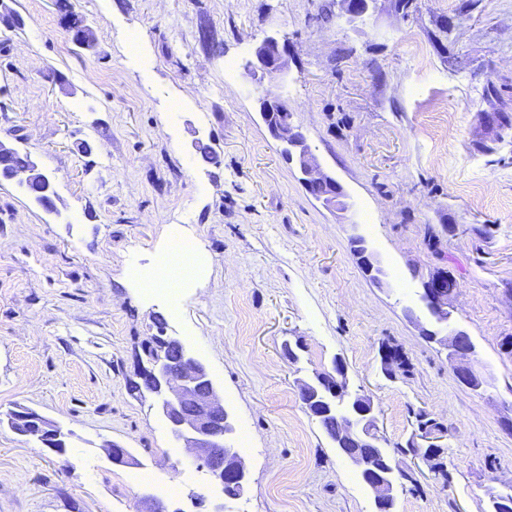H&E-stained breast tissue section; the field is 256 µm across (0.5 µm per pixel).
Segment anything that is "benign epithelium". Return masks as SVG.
I'll return each instance as SVG.
<instances>
[{
  "instance_id": "benign-epithelium-1",
  "label": "benign epithelium",
  "mask_w": 512,
  "mask_h": 512,
  "mask_svg": "<svg viewBox=\"0 0 512 512\" xmlns=\"http://www.w3.org/2000/svg\"><path fill=\"white\" fill-rule=\"evenodd\" d=\"M341 2L350 18L361 19L376 0ZM288 54V42L267 37L256 46L251 59L246 62V74L259 81L267 76L284 78L288 75ZM259 101L269 132L283 145L289 161L298 165L308 192L328 207L345 209L346 193L343 186L321 170L305 136L293 124V108L288 100L267 90ZM18 176L24 184L38 177L45 182V190H52L51 181L34 161L28 167L9 174L11 179ZM354 252L364 271L370 277L377 278V260L363 240L354 241ZM459 289V283H450L443 275H431L421 282V301L433 321L447 329L444 336L426 329L423 335L443 343L448 348L458 382L471 390H478L482 387V380L473 365L475 346L467 332L450 327L452 313L449 301ZM170 345L176 350L177 360L163 356L156 358L146 390L155 398L154 406L167 421L175 440L183 447L195 450L197 467L206 469L213 482L230 484L242 493L249 482L248 471L240 454L228 444L233 426L210 373L179 339L170 338ZM316 383L328 387V392L336 400V407L341 411L340 437L350 442H363L369 448L382 447L383 436L379 433L374 410L358 416L350 410L351 399L359 398L361 394L349 392L347 369L342 359H334L332 371L318 374ZM9 421L14 423L19 434L36 436L46 447L56 451L64 446L68 438V433L60 426L30 409L10 412ZM349 459L373 492L377 509L390 512L394 507L393 489L397 476L401 474L393 458L387 457L379 466L369 464L359 455H351Z\"/></svg>"
}]
</instances>
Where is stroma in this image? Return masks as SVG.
<instances>
[{"mask_svg": "<svg viewBox=\"0 0 512 512\" xmlns=\"http://www.w3.org/2000/svg\"><path fill=\"white\" fill-rule=\"evenodd\" d=\"M14 0L0 22V139L51 178L53 207L0 180V416L70 431L64 455L0 423V512H140L150 472L181 512H376L299 397L347 366L380 432L406 445L423 412L439 460L396 453L394 512H487L512 489V0ZM90 25L72 41L63 16ZM139 39L140 57L125 43ZM287 40L273 90L349 208L326 209L267 130L243 65ZM206 259L176 301L155 271L172 233ZM380 261L360 268L353 237ZM460 284L482 391L458 383L420 280ZM162 319L208 367L249 472L238 498L196 468L150 398L132 393ZM404 369L387 375L384 346ZM135 464L113 463L108 444Z\"/></svg>", "mask_w": 512, "mask_h": 512, "instance_id": "obj_1", "label": "stroma"}]
</instances>
